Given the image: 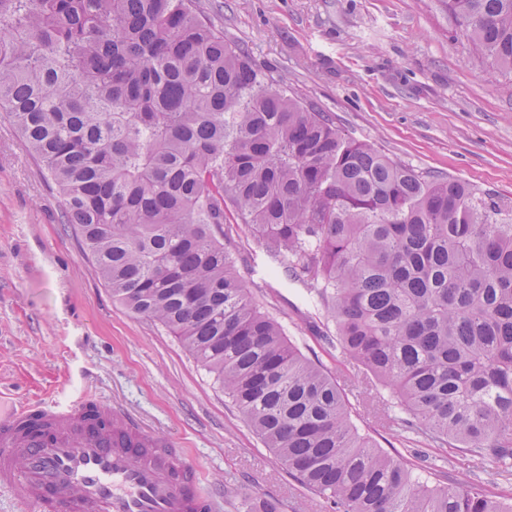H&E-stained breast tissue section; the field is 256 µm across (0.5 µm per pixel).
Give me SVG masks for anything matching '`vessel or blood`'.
I'll list each match as a JSON object with an SVG mask.
<instances>
[{"label":"vessel or blood","mask_w":512,"mask_h":512,"mask_svg":"<svg viewBox=\"0 0 512 512\" xmlns=\"http://www.w3.org/2000/svg\"><path fill=\"white\" fill-rule=\"evenodd\" d=\"M0 491L25 512H218L204 465L99 397L0 415Z\"/></svg>","instance_id":"obj_1"}]
</instances>
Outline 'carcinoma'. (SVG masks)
Masks as SVG:
<instances>
[{
  "mask_svg": "<svg viewBox=\"0 0 512 512\" xmlns=\"http://www.w3.org/2000/svg\"><path fill=\"white\" fill-rule=\"evenodd\" d=\"M474 54L512 69V0H446ZM0 117L42 163L112 297L169 331L329 512H512V204L428 178L288 96L198 0H0ZM245 225L470 487L359 432L336 379L244 286ZM235 512L257 508L237 491Z\"/></svg>",
  "mask_w": 512,
  "mask_h": 512,
  "instance_id": "obj_1",
  "label": "carcinoma"
}]
</instances>
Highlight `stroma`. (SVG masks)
Listing matches in <instances>:
<instances>
[{"label": "stroma", "mask_w": 512, "mask_h": 512, "mask_svg": "<svg viewBox=\"0 0 512 512\" xmlns=\"http://www.w3.org/2000/svg\"><path fill=\"white\" fill-rule=\"evenodd\" d=\"M224 38L290 95L390 159L512 201V71L472 53L445 0H201ZM263 311L335 375L360 432L378 424L361 373L314 337L324 315L245 226L224 239ZM98 395L203 462L216 489L328 512L161 324L133 316L99 277L65 201L0 119V400Z\"/></svg>", "instance_id": "obj_1"}]
</instances>
